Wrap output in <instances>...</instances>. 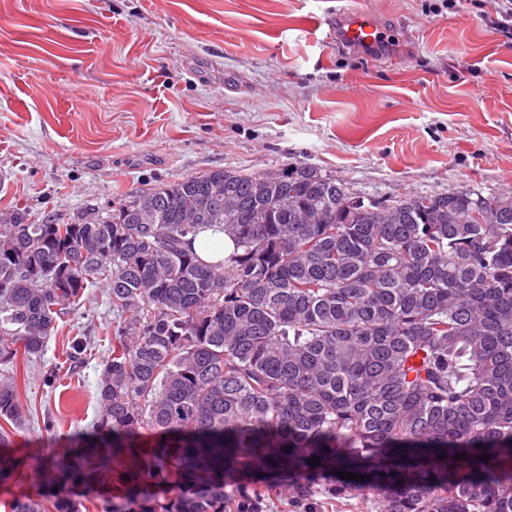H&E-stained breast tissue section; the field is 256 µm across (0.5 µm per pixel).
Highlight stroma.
Instances as JSON below:
<instances>
[{"mask_svg": "<svg viewBox=\"0 0 512 512\" xmlns=\"http://www.w3.org/2000/svg\"><path fill=\"white\" fill-rule=\"evenodd\" d=\"M387 45L323 42L339 9ZM489 0H0V211L65 224L216 168L304 162L368 198L512 191V32ZM0 364L11 452L96 429L105 289ZM82 338L79 362L72 344ZM20 413L21 406L14 379L0 382V419L14 420Z\"/></svg>", "mask_w": 512, "mask_h": 512, "instance_id": "obj_1", "label": "stroma"}]
</instances>
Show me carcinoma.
<instances>
[{
	"label": "carcinoma",
	"instance_id": "carcinoma-1",
	"mask_svg": "<svg viewBox=\"0 0 512 512\" xmlns=\"http://www.w3.org/2000/svg\"><path fill=\"white\" fill-rule=\"evenodd\" d=\"M204 229L232 239L224 261L193 250ZM96 283L116 312L99 433L1 454L0 483L45 477L8 512H80L70 490L116 478L102 512H224L261 466L294 476L297 500L339 470L364 480L328 495L375 512H512L511 193L382 203L294 162L68 224L1 211L0 362L42 353ZM20 413L0 382V419Z\"/></svg>",
	"mask_w": 512,
	"mask_h": 512
}]
</instances>
